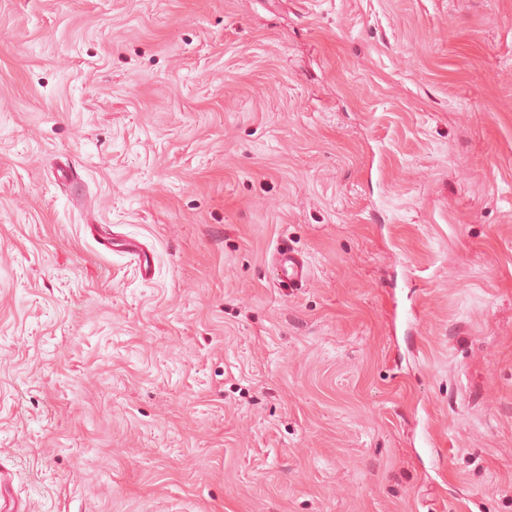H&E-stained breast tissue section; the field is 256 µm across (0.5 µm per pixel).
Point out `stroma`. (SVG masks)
<instances>
[{"instance_id":"stroma-1","label":"stroma","mask_w":512,"mask_h":512,"mask_svg":"<svg viewBox=\"0 0 512 512\" xmlns=\"http://www.w3.org/2000/svg\"><path fill=\"white\" fill-rule=\"evenodd\" d=\"M0 459L31 512H512V0H0ZM95 239L101 250L120 252L127 256L136 265L142 277L150 275L152 271L151 255L141 243L129 239L118 240L110 233L100 234ZM276 270L279 280L288 285L302 286L308 277L306 260L288 246H282L277 250Z\"/></svg>"}]
</instances>
